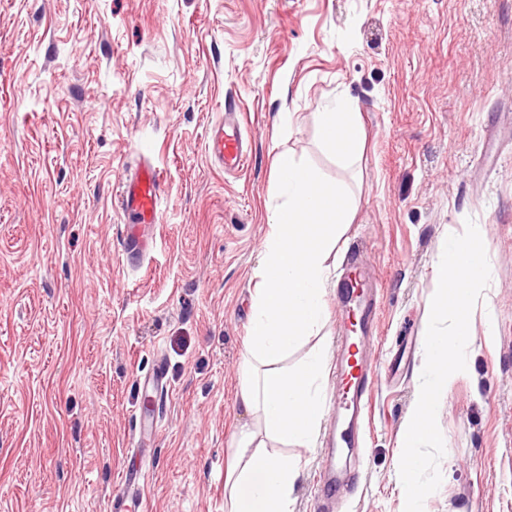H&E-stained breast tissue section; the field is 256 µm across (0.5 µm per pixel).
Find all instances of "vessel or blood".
<instances>
[{
  "instance_id": "vessel-or-blood-1",
  "label": "vessel or blood",
  "mask_w": 512,
  "mask_h": 512,
  "mask_svg": "<svg viewBox=\"0 0 512 512\" xmlns=\"http://www.w3.org/2000/svg\"><path fill=\"white\" fill-rule=\"evenodd\" d=\"M207 150L225 167L239 169L246 162L241 125L237 113L228 112L223 123L213 126L207 136ZM162 174L149 161H141L136 172L118 185L115 198L124 222L120 228L124 253L132 260L149 254L151 239L149 228L160 222L159 200L162 194ZM349 271L339 281L340 299L345 305L356 306L361 327H368L376 308V300L367 284L359 247L348 250ZM374 371L365 362H358L348 372L346 387L335 400L336 419L344 426V434L359 429V415L367 403Z\"/></svg>"
}]
</instances>
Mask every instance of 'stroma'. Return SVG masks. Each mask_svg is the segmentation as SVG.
Masks as SVG:
<instances>
[{"label": "stroma", "mask_w": 512, "mask_h": 512, "mask_svg": "<svg viewBox=\"0 0 512 512\" xmlns=\"http://www.w3.org/2000/svg\"><path fill=\"white\" fill-rule=\"evenodd\" d=\"M360 106L350 168L316 114ZM243 116L245 166L206 150L225 109ZM290 113V122L280 120ZM352 190L330 258L320 335L335 394L336 286L358 243L377 291L363 357L377 379L324 504L315 448L293 512H404L399 433L420 385L446 237L473 220L490 281L470 317L467 370L444 387L442 483L426 512H512V0H0V512H224L253 270L276 205L274 157ZM164 192L143 267L123 255L114 189L141 156ZM493 312V330L485 328ZM165 391L143 385L156 363ZM153 416L146 448L139 421ZM143 470V494L126 470Z\"/></svg>", "instance_id": "obj_1"}]
</instances>
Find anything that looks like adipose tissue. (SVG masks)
Masks as SVG:
<instances>
[{"instance_id": "1", "label": "adipose tissue", "mask_w": 512, "mask_h": 512, "mask_svg": "<svg viewBox=\"0 0 512 512\" xmlns=\"http://www.w3.org/2000/svg\"><path fill=\"white\" fill-rule=\"evenodd\" d=\"M317 126L322 144L341 162L357 160L364 129L356 103L325 107ZM273 172L281 202L270 214L253 272L256 286L238 393L242 407L259 416L263 430L243 426L233 435L224 512H293L291 493L300 461L266 452L265 441L316 447L324 416L318 380L325 357L311 356L294 374L278 362L327 323V261L354 214L353 199L343 186L323 181L290 153L276 156Z\"/></svg>"}]
</instances>
